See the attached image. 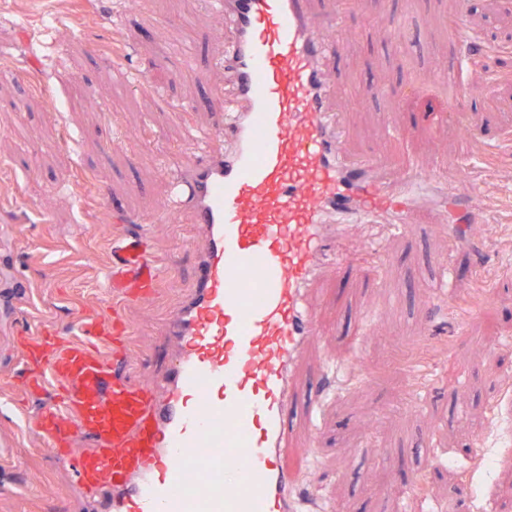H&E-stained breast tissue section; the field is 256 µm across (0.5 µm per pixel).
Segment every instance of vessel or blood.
I'll return each instance as SVG.
<instances>
[{"label": "vessel or blood", "instance_id": "b4317fda", "mask_svg": "<svg viewBox=\"0 0 512 512\" xmlns=\"http://www.w3.org/2000/svg\"><path fill=\"white\" fill-rule=\"evenodd\" d=\"M215 4L233 25L223 120L174 160L167 211L102 213L112 229L106 301L78 314L69 335L37 323L20 338L43 369L14 386L35 395L52 384L34 428L83 512H182L188 498L208 512H321L284 464L296 366L319 332L310 288L330 271L374 278L380 256L350 251L352 225L407 233L424 211L444 225L450 203L475 221L493 206L455 162L397 168L380 153H346L328 65L345 57L347 21L364 0H336L332 14L311 0ZM367 21L404 44V16L379 10ZM470 110L468 89L456 88L449 118ZM173 212L199 230L183 245L196 255L194 284L159 324L172 343L169 369L145 387L123 369L125 310L155 299L177 264L145 232ZM83 438L90 448H77ZM202 460L207 475L184 485V467Z\"/></svg>", "mask_w": 512, "mask_h": 512}]
</instances>
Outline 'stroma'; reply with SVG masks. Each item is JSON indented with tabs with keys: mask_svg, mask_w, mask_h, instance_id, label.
<instances>
[{
	"mask_svg": "<svg viewBox=\"0 0 512 512\" xmlns=\"http://www.w3.org/2000/svg\"><path fill=\"white\" fill-rule=\"evenodd\" d=\"M458 14L456 0H414L410 66L456 62L485 142L512 138V82L493 81L487 64L459 62L445 34L448 18ZM62 16L67 32L49 35L48 21ZM117 26L125 36L124 67L165 72L162 94L120 92L122 79L107 60ZM349 30L350 54L334 66L347 150L381 153L399 165L426 167L448 156L471 165L456 127L433 119L441 97L410 102L400 94L408 77L382 30L362 17L350 20ZM230 36L210 0H166L134 17L119 0H0V512H66L76 495L72 477L54 464L31 424L48 396L17 404L11 383L35 364L23 358L17 339L36 319L67 331L74 316L101 300V270L90 261L108 233L92 192L98 178L109 180L119 209L155 214L167 207L161 164L220 110L218 60ZM181 44L192 46L195 64L175 54ZM85 91L97 111L84 108ZM354 91L366 95L364 108L350 107ZM483 175L500 201L484 221L458 225L456 250L440 225L420 224L383 239L374 279L333 273L312 290L322 334L297 370L285 461L327 512H470L480 492L488 496L485 512H512V454L499 449L501 465L486 473L463 450L473 424L512 412V159L500 156ZM195 232L177 219L148 227L152 247L178 250L179 258L155 302L126 311L135 331L127 372L140 384H150L168 361L157 323L177 312L190 288L194 257L179 245ZM448 255L454 295L482 286L492 296L462 336L447 304L423 286ZM408 335L446 346L417 397L418 413L409 417L397 408L402 378L382 374L392 340ZM359 361L377 381L323 397L324 366L345 372ZM314 431L316 448L309 441ZM419 473L427 476V494L404 493L402 475Z\"/></svg>",
	"mask_w": 512,
	"mask_h": 512,
	"instance_id": "35a3bbf8",
	"label": "stroma"
}]
</instances>
